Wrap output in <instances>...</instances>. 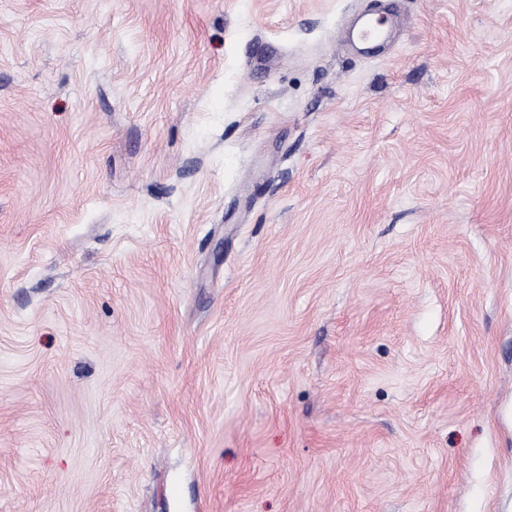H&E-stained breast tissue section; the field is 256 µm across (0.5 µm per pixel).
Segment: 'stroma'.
I'll return each instance as SVG.
<instances>
[{"label": "stroma", "instance_id": "1", "mask_svg": "<svg viewBox=\"0 0 512 512\" xmlns=\"http://www.w3.org/2000/svg\"><path fill=\"white\" fill-rule=\"evenodd\" d=\"M0 512H512V0H0Z\"/></svg>", "mask_w": 512, "mask_h": 512}]
</instances>
